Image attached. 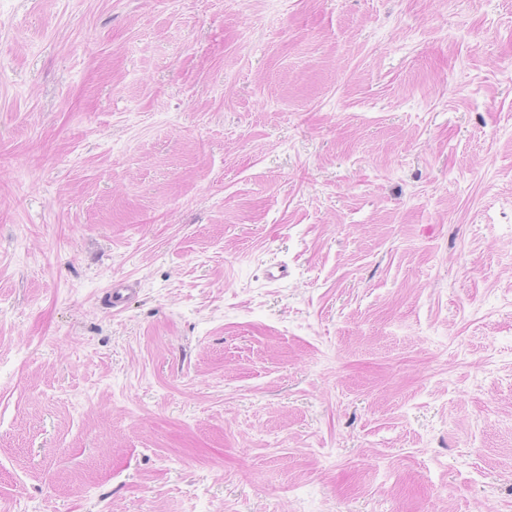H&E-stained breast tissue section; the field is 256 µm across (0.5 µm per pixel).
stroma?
I'll list each match as a JSON object with an SVG mask.
<instances>
[{
    "instance_id": "obj_1",
    "label": "stroma",
    "mask_w": 512,
    "mask_h": 512,
    "mask_svg": "<svg viewBox=\"0 0 512 512\" xmlns=\"http://www.w3.org/2000/svg\"><path fill=\"white\" fill-rule=\"evenodd\" d=\"M511 252L512 0H0V512H512Z\"/></svg>"
}]
</instances>
